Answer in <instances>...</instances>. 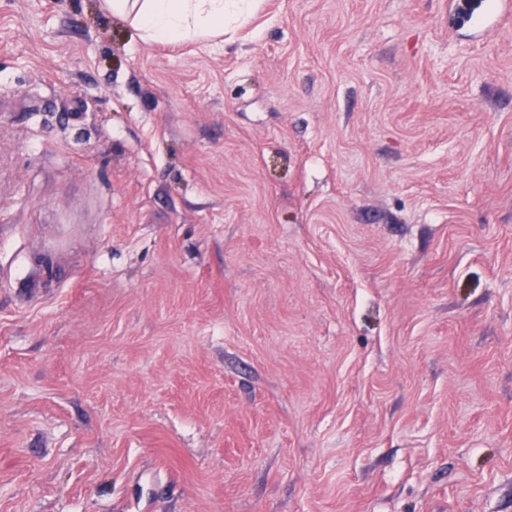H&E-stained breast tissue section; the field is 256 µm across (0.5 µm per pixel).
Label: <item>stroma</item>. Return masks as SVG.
<instances>
[{"label":"stroma","mask_w":512,"mask_h":512,"mask_svg":"<svg viewBox=\"0 0 512 512\" xmlns=\"http://www.w3.org/2000/svg\"><path fill=\"white\" fill-rule=\"evenodd\" d=\"M463 6L0 0V512H512V15ZM112 15L134 17L144 40H191L245 20L244 0H105Z\"/></svg>","instance_id":"1"}]
</instances>
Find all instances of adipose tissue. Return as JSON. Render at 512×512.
<instances>
[{
  "label": "adipose tissue",
  "instance_id": "1",
  "mask_svg": "<svg viewBox=\"0 0 512 512\" xmlns=\"http://www.w3.org/2000/svg\"><path fill=\"white\" fill-rule=\"evenodd\" d=\"M112 14L132 17L145 40H191L240 24L245 0H104Z\"/></svg>",
  "mask_w": 512,
  "mask_h": 512
}]
</instances>
